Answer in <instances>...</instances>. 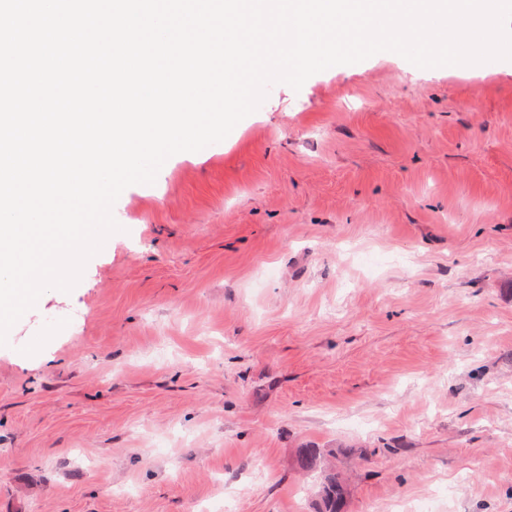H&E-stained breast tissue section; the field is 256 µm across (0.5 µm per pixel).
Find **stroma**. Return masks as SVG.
Masks as SVG:
<instances>
[{"mask_svg": "<svg viewBox=\"0 0 512 512\" xmlns=\"http://www.w3.org/2000/svg\"><path fill=\"white\" fill-rule=\"evenodd\" d=\"M113 215L0 346V512H512V61L272 85Z\"/></svg>", "mask_w": 512, "mask_h": 512, "instance_id": "obj_1", "label": "stroma"}]
</instances>
